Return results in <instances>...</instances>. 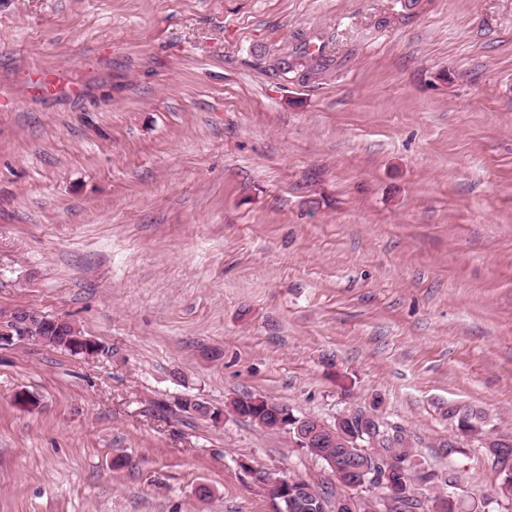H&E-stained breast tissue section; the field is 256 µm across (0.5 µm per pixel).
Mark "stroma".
Segmentation results:
<instances>
[{
  "label": "stroma",
  "mask_w": 512,
  "mask_h": 512,
  "mask_svg": "<svg viewBox=\"0 0 512 512\" xmlns=\"http://www.w3.org/2000/svg\"><path fill=\"white\" fill-rule=\"evenodd\" d=\"M308 32L338 64L287 79ZM16 309L101 351L0 348V512H275L259 471L335 502L249 395L379 404L437 475L419 512L452 472L512 512L448 416L512 435V0H0ZM448 415L455 418L458 430L463 437L481 442L486 436L481 428L485 418L482 411L470 407H456L448 410Z\"/></svg>",
  "instance_id": "35a3bbf8"
}]
</instances>
